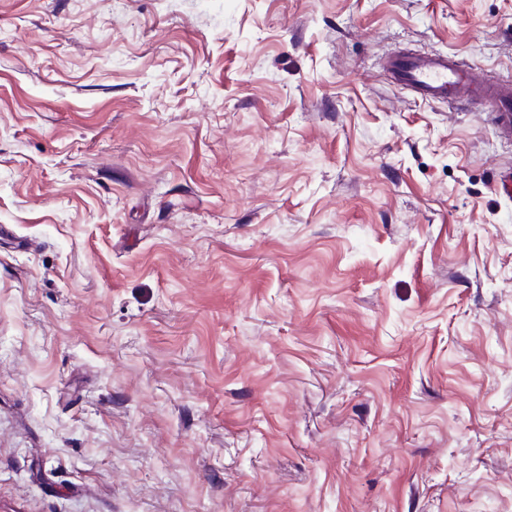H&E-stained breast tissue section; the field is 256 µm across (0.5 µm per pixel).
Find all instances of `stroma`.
<instances>
[{
    "mask_svg": "<svg viewBox=\"0 0 512 512\" xmlns=\"http://www.w3.org/2000/svg\"><path fill=\"white\" fill-rule=\"evenodd\" d=\"M512 0H0V512H512ZM393 81L425 101L453 103L462 100L473 81L452 56L442 53L404 54L388 62ZM471 98L478 102L485 112H492L502 130L512 134V83L493 81L475 86Z\"/></svg>",
    "mask_w": 512,
    "mask_h": 512,
    "instance_id": "1",
    "label": "stroma"
}]
</instances>
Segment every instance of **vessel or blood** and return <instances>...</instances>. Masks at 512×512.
<instances>
[{"label":"vessel or blood","instance_id":"b4317fda","mask_svg":"<svg viewBox=\"0 0 512 512\" xmlns=\"http://www.w3.org/2000/svg\"><path fill=\"white\" fill-rule=\"evenodd\" d=\"M393 81L425 101L453 103L470 91L484 111L494 114L500 127L512 134V83L503 81L473 85L469 72L452 56L442 53L404 54L388 63Z\"/></svg>","mask_w":512,"mask_h":512}]
</instances>
